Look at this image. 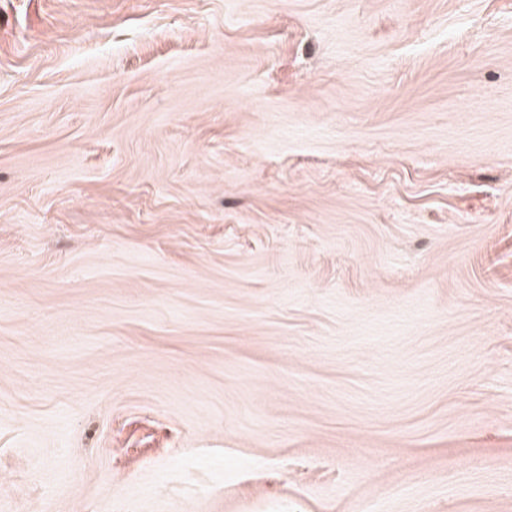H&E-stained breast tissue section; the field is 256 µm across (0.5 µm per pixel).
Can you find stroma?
I'll use <instances>...</instances> for the list:
<instances>
[{
    "instance_id": "1",
    "label": "stroma",
    "mask_w": 512,
    "mask_h": 512,
    "mask_svg": "<svg viewBox=\"0 0 512 512\" xmlns=\"http://www.w3.org/2000/svg\"><path fill=\"white\" fill-rule=\"evenodd\" d=\"M0 512H512V0H0Z\"/></svg>"
}]
</instances>
